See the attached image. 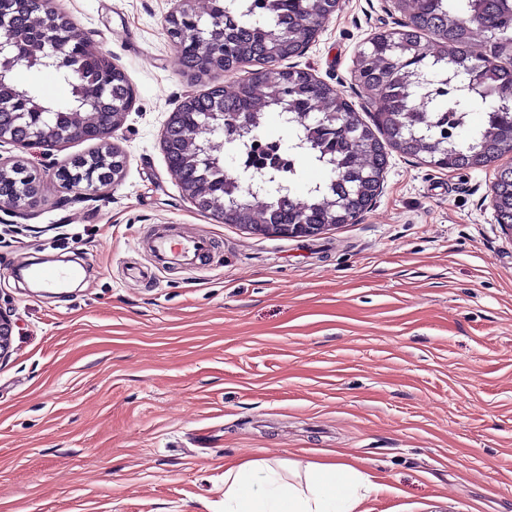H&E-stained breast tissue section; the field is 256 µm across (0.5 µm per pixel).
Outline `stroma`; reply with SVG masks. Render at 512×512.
<instances>
[{"label":"stroma","mask_w":512,"mask_h":512,"mask_svg":"<svg viewBox=\"0 0 512 512\" xmlns=\"http://www.w3.org/2000/svg\"><path fill=\"white\" fill-rule=\"evenodd\" d=\"M56 4L134 99L112 138L126 166L99 192L57 178L95 142L0 146L40 176L31 206L0 210V512H224L225 461L322 450L377 484L363 512H512V240L490 204L512 156L452 171L389 151L372 207L310 239L223 224L161 148L207 88L164 33L174 0ZM403 20L392 0H339L287 63L370 120L355 59ZM162 224L206 233V264H158L146 240ZM27 255L84 277L32 288L12 274Z\"/></svg>","instance_id":"obj_1"}]
</instances>
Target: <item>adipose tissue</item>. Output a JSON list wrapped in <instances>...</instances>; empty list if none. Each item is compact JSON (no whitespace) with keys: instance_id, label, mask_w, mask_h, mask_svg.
<instances>
[{"instance_id":"adipose-tissue-1","label":"adipose tissue","mask_w":512,"mask_h":512,"mask_svg":"<svg viewBox=\"0 0 512 512\" xmlns=\"http://www.w3.org/2000/svg\"><path fill=\"white\" fill-rule=\"evenodd\" d=\"M376 489L332 456L318 462L255 459L225 465L224 512H360Z\"/></svg>"}]
</instances>
